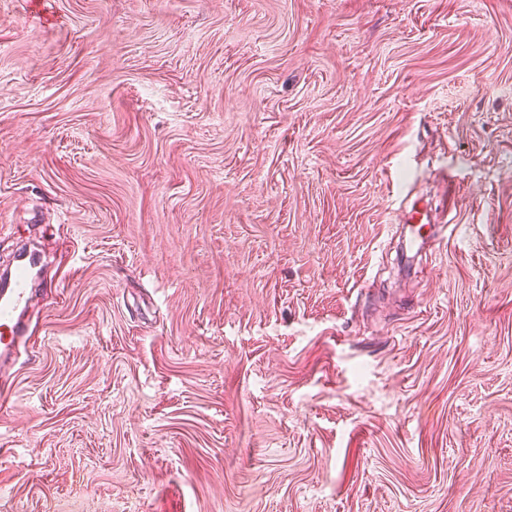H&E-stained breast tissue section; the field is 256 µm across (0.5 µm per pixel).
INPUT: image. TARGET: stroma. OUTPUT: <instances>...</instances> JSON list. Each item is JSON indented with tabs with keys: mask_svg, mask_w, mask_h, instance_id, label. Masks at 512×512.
<instances>
[{
	"mask_svg": "<svg viewBox=\"0 0 512 512\" xmlns=\"http://www.w3.org/2000/svg\"><path fill=\"white\" fill-rule=\"evenodd\" d=\"M26 241L0 512H512V0H0Z\"/></svg>",
	"mask_w": 512,
	"mask_h": 512,
	"instance_id": "obj_1",
	"label": "stroma"
}]
</instances>
